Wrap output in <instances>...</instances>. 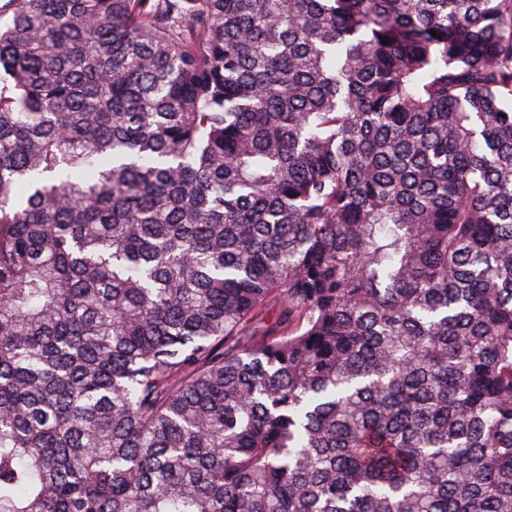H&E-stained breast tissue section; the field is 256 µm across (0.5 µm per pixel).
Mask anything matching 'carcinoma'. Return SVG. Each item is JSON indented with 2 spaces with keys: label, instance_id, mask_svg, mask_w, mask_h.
I'll list each match as a JSON object with an SVG mask.
<instances>
[{
  "label": "carcinoma",
  "instance_id": "obj_1",
  "mask_svg": "<svg viewBox=\"0 0 512 512\" xmlns=\"http://www.w3.org/2000/svg\"><path fill=\"white\" fill-rule=\"evenodd\" d=\"M6 14L0 512H512V0Z\"/></svg>",
  "mask_w": 512,
  "mask_h": 512
}]
</instances>
